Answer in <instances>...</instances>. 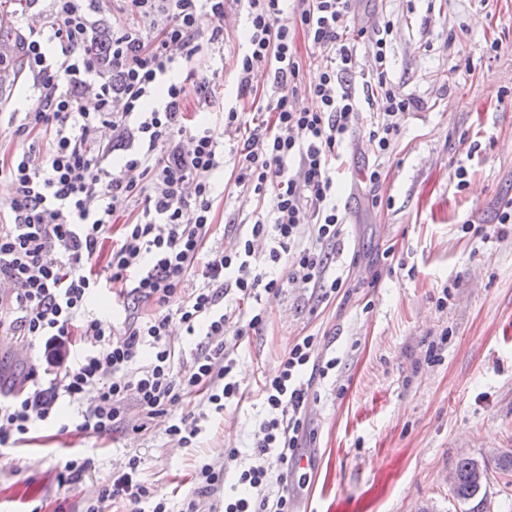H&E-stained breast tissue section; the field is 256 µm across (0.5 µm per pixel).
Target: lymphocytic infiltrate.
<instances>
[{"label":"lymphocytic infiltrate","instance_id":"obj_1","mask_svg":"<svg viewBox=\"0 0 512 512\" xmlns=\"http://www.w3.org/2000/svg\"><path fill=\"white\" fill-rule=\"evenodd\" d=\"M123 17L107 41L89 38L98 0H51L41 29L22 38L25 66L39 92L14 133L31 138L27 152L0 161V181L13 194L0 199V335L40 346L54 356L78 350L49 387L36 373L0 387V456L14 451L38 421L53 418L60 397L79 404L76 432L108 434L125 428L127 396L135 394L141 422L171 416L168 438L190 446L200 428L191 416L172 417L182 398L203 396L215 411L242 399L234 350L266 315L262 294L301 283L328 297L341 278L327 279L324 243L338 242L345 218L336 204V162L356 125L365 124L377 154L389 150L412 97L388 80L386 36L378 21L351 29L352 0H293L295 29L280 25L284 0H246L247 50L239 64V89L257 104L251 119L231 108L223 129L190 123L188 97L208 108L214 91L196 78L194 56L202 48L198 18L216 25L209 37L223 39L227 0H123ZM304 36L324 68L303 86L296 45ZM374 52L376 68L366 84L384 101L379 116L364 118L347 82L358 63L357 42ZM166 82L162 104L148 107L158 82ZM94 91L93 110L80 101ZM317 101L298 109L299 95ZM235 130L232 147L224 129ZM125 151L124 174L104 164L106 153ZM238 158L237 184L256 198L274 191L268 213L258 216L231 249L209 246L215 179L224 153ZM139 205L133 217L125 208ZM313 229L302 241L303 226ZM264 242L257 255L255 242ZM287 265L286 278L272 271ZM199 278L201 287L190 285ZM112 293L122 316L118 325L96 317L90 298ZM177 309L169 304L175 297ZM230 297L235 308H219ZM196 337L190 357L170 340L172 322ZM320 376L335 359L320 361L316 336L289 346L277 372L264 378L259 396L266 416L252 446V462L237 473L236 494L221 502L223 466L205 462L195 470L196 487L178 512H294L290 486L314 433L307 409L308 368ZM140 456L102 485L86 512H106L122 499L135 512H171L167 498L140 477ZM278 480L276 495L266 489Z\"/></svg>","mask_w":512,"mask_h":512}]
</instances>
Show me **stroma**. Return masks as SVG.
Here are the masks:
<instances>
[{"label": "stroma", "instance_id": "stroma-1", "mask_svg": "<svg viewBox=\"0 0 512 512\" xmlns=\"http://www.w3.org/2000/svg\"><path fill=\"white\" fill-rule=\"evenodd\" d=\"M352 27L381 18L389 79L416 105L385 154L364 130L345 151L336 202L345 234L327 246L330 275L343 288L329 298L292 284L263 296L268 321L244 338L236 377L255 387L274 374L288 346L312 334L335 369L315 379L307 410L316 440L306 455L310 480L296 489V512H463L450 480L461 459L492 460L512 448V228L490 232L512 200V0H354ZM49 0H0V50L17 56L29 16H45ZM224 44L203 48L193 62L208 75L215 105L186 110L221 124L237 105V65L246 46V15L226 9ZM38 104L28 71L0 75V158L27 151L12 133ZM237 161L224 156L216 178L217 232L231 247L242 226L269 209L235 184ZM378 186L362 175L373 165ZM470 222L472 231L462 228ZM394 247L401 265L384 259ZM437 361H429L430 350ZM42 352L0 335V377L44 366ZM57 418L39 422L11 456L0 458V512H85L102 483L132 455L142 477L161 494L180 498L200 460L222 461L238 449V466L263 416L259 397L215 413L202 397L186 398L175 414H199L200 433L181 448L158 421L147 433L75 435L77 407L59 399ZM92 462L83 480L58 488L67 460Z\"/></svg>", "mask_w": 512, "mask_h": 512}]
</instances>
